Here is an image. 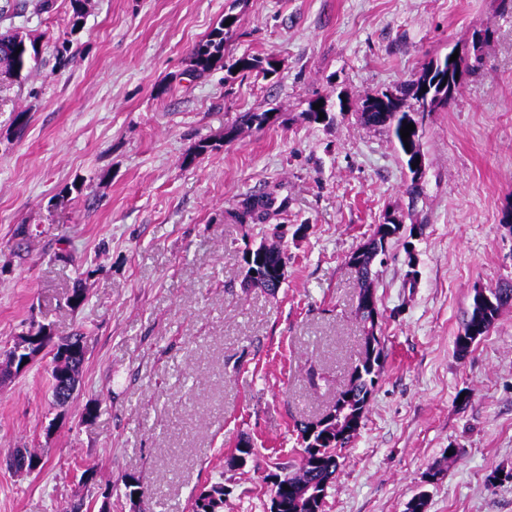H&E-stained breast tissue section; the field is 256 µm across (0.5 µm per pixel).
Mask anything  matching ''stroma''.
<instances>
[{
    "label": "stroma",
    "mask_w": 512,
    "mask_h": 512,
    "mask_svg": "<svg viewBox=\"0 0 512 512\" xmlns=\"http://www.w3.org/2000/svg\"><path fill=\"white\" fill-rule=\"evenodd\" d=\"M228 13L230 52L275 58L276 74L187 76L193 46ZM70 14L52 0L0 16L39 47L27 77L0 86V351L33 324L88 346L66 408L53 404L49 351L0 380V512H65L80 498L98 512L105 484L111 512H132L131 475L152 512H189L217 480L224 512H267L264 476L297 463L300 424L332 405L359 356L347 260L389 209L412 234L378 268L388 356L325 512H406L421 492L427 512H512V307L467 355L455 347L475 290L512 280V0H90L75 33ZM485 27L482 70L419 116L417 199L385 132L352 112L299 117L311 99L357 100L471 51ZM270 108L285 124L225 142L239 113ZM262 192L285 208L264 224L230 218ZM278 224L282 287L243 290L245 252ZM243 437L257 458L228 468ZM17 448L42 468L9 470ZM451 448L445 476L425 483Z\"/></svg>",
    "instance_id": "obj_1"
}]
</instances>
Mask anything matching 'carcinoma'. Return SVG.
I'll return each mask as SVG.
<instances>
[{
	"label": "carcinoma",
	"instance_id": "1",
	"mask_svg": "<svg viewBox=\"0 0 512 512\" xmlns=\"http://www.w3.org/2000/svg\"><path fill=\"white\" fill-rule=\"evenodd\" d=\"M232 18L227 14L205 38L194 45L189 56L190 72L202 76L213 69L225 68L233 71L238 68L242 72L261 70L270 73L273 68L263 67V59L254 55L243 54L239 57H225V50L232 38L233 25H224V21ZM39 50L35 42L27 41L26 36L13 29L0 31V79L18 81L23 73L38 61ZM456 70L450 68L448 56H437L423 65L421 70L410 79L403 81L393 89L378 91L359 100V120L366 126L374 127L385 132L390 141L403 156V161L411 174L406 193L414 196L418 193L422 176V165L417 159L424 158L421 149L422 133L415 130L410 132L408 139H403L400 130L405 124L419 125L417 103L425 100L430 104V111L436 112L460 94L462 84L455 79ZM320 104L314 109V104ZM329 114L324 99L316 98L308 101L307 109L300 113V118L309 123L319 122V113ZM267 109L262 112H244L234 123L224 128V142L235 141L243 130L262 131L272 125ZM275 206V198L267 193L251 194L241 201L232 216L240 224H264L270 211ZM396 215L394 211L385 213L384 221L378 225L373 237L366 241L348 257V265L354 270L358 283L357 305L355 315L363 329L371 326L370 314L362 307V302L376 295L373 271L378 257L386 255L389 242L400 236V225L391 221ZM276 241L270 244H260L257 250L262 252V264L245 260L249 272L245 273L244 286L260 288L270 294H275L281 288L282 282H274L268 275L267 268L287 267L288 249L284 241V233L274 231ZM512 305V282H506L486 292L477 291L472 297V310L464 323L463 335L469 337L470 343H456V351L464 355L470 351L471 344L489 334L504 308ZM73 349L75 357L65 361L64 366L70 368L75 375H80L86 360L87 349L82 336L75 335L64 342ZM387 354L381 340L369 341L364 337L362 352L351 367L348 384L339 397L352 398L347 412L350 419L362 420L369 405L365 397L372 394L375 384L384 369ZM302 452L299 462L291 470L280 475L279 483L271 484L269 493H277L281 502L286 505L283 512H290L287 505L301 500V488L307 484H316L322 493L336 479L343 465L337 449L345 447L354 435L329 440L323 437V432H315L311 425L306 424L300 429ZM228 490L224 482L217 481L204 487L196 494L191 503V512H224V496Z\"/></svg>",
	"mask_w": 512,
	"mask_h": 512
}]
</instances>
